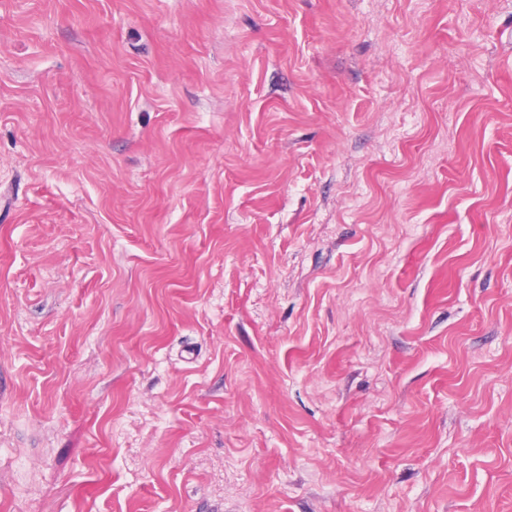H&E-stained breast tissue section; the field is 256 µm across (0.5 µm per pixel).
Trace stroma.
Instances as JSON below:
<instances>
[{
	"label": "stroma",
	"instance_id": "1",
	"mask_svg": "<svg viewBox=\"0 0 512 512\" xmlns=\"http://www.w3.org/2000/svg\"><path fill=\"white\" fill-rule=\"evenodd\" d=\"M0 512H512V0H0Z\"/></svg>",
	"mask_w": 512,
	"mask_h": 512
}]
</instances>
